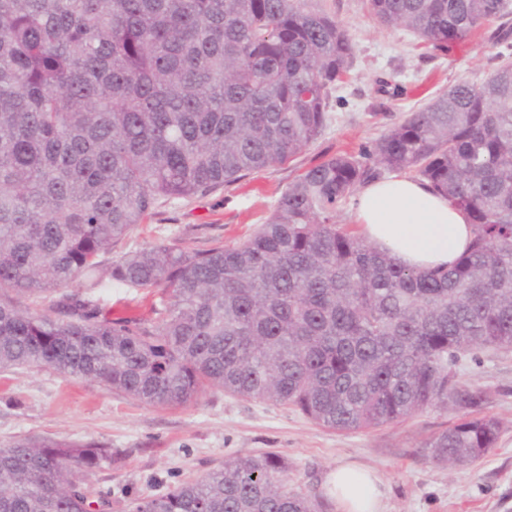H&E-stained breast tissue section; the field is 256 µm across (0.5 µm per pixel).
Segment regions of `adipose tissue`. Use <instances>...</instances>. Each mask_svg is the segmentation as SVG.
Masks as SVG:
<instances>
[{
	"label": "adipose tissue",
	"mask_w": 512,
	"mask_h": 512,
	"mask_svg": "<svg viewBox=\"0 0 512 512\" xmlns=\"http://www.w3.org/2000/svg\"><path fill=\"white\" fill-rule=\"evenodd\" d=\"M350 213L370 243L407 267L450 265L472 238L465 213L408 177L371 180L353 198ZM326 489L339 512H383V484L369 469L339 465L328 475Z\"/></svg>",
	"instance_id": "obj_1"
}]
</instances>
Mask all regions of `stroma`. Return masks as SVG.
<instances>
[{
  "label": "stroma",
  "mask_w": 512,
  "mask_h": 512,
  "mask_svg": "<svg viewBox=\"0 0 512 512\" xmlns=\"http://www.w3.org/2000/svg\"><path fill=\"white\" fill-rule=\"evenodd\" d=\"M325 6L349 32L354 57L317 140L292 161L212 193L160 202L123 243L100 255L102 284L91 294L94 301L115 314L154 321L161 292L130 288L110 277L124 253L155 244L187 252L234 246L264 224L298 174L328 156L358 153L449 86L480 85L496 64L492 25L473 31L450 51L425 56L412 32L379 25L368 0H325ZM461 374L490 390L484 412L501 421L502 432L485 459L454 469L434 463L424 446L456 419L452 410L428 409L401 423L336 432L293 407L218 388L206 389L190 406L159 409L32 368L0 372V444L25 435L106 443L122 459L88 481L129 501L203 477L235 455L271 450L287 459L290 487L321 498L327 474L354 462L385 483V512H512V350L480 352L477 359L464 360Z\"/></svg>",
  "instance_id": "35a3bbf8"
}]
</instances>
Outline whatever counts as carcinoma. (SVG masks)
Returning a JSON list of instances; mask_svg holds the SVG:
<instances>
[{"label": "carcinoma", "mask_w": 512, "mask_h": 512, "mask_svg": "<svg viewBox=\"0 0 512 512\" xmlns=\"http://www.w3.org/2000/svg\"><path fill=\"white\" fill-rule=\"evenodd\" d=\"M383 27L448 51L512 0H369ZM352 41L321 0H0V371L49 369L146 405L183 407L207 388L290 405L333 430L429 408L463 412L424 444L450 469L498 442L490 392L461 362L512 349V58L459 82L355 156L331 155L282 193L233 247L138 249L111 277L168 297L150 325L79 291L99 254L158 200L191 198L284 164L329 120ZM388 170L427 182L470 218L450 268L398 264L336 223ZM65 314L68 320L56 318ZM118 453L24 437L0 445V512H324L288 486L272 451L132 501L87 476Z\"/></svg>", "instance_id": "cac0c4a2"}]
</instances>
